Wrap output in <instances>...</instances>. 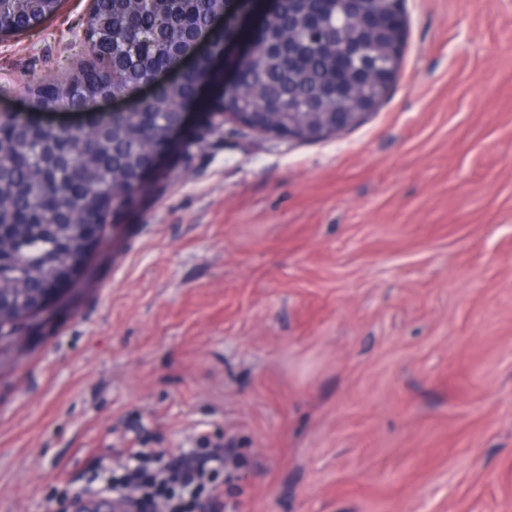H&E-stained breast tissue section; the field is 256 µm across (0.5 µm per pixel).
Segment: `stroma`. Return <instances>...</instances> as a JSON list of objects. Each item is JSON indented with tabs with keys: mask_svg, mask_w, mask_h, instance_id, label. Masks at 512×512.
Instances as JSON below:
<instances>
[{
	"mask_svg": "<svg viewBox=\"0 0 512 512\" xmlns=\"http://www.w3.org/2000/svg\"><path fill=\"white\" fill-rule=\"evenodd\" d=\"M92 0L0 37V110L88 55ZM355 127L163 158L0 346V512L222 440L224 512H512V0H404Z\"/></svg>",
	"mask_w": 512,
	"mask_h": 512,
	"instance_id": "1",
	"label": "stroma"
}]
</instances>
